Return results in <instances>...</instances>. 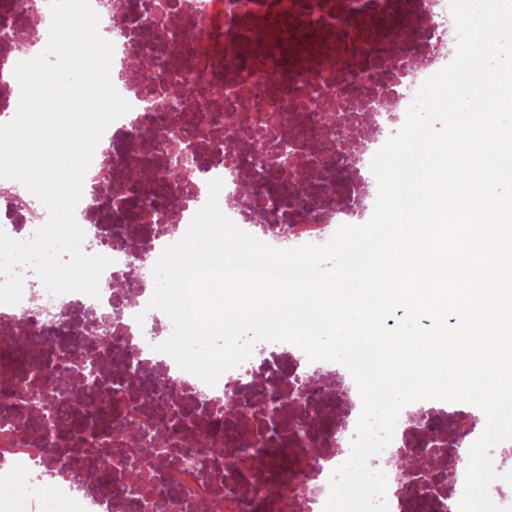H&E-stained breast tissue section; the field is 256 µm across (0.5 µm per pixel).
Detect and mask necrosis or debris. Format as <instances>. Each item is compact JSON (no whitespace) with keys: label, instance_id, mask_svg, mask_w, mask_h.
I'll return each mask as SVG.
<instances>
[{"label":"necrosis or debris","instance_id":"obj_1","mask_svg":"<svg viewBox=\"0 0 512 512\" xmlns=\"http://www.w3.org/2000/svg\"><path fill=\"white\" fill-rule=\"evenodd\" d=\"M114 46L112 64L143 59L145 79L117 82L131 109L104 132L75 209L82 250L110 258L100 296L24 289L0 304V470L27 473L29 512H324L332 472L349 457L361 399L341 364L309 361L290 343H256L215 385L182 370L158 344L173 325L149 308L153 268L181 240L221 179V211L268 245L326 243L344 224L366 223L377 198L374 155L403 126L429 77L455 57L450 0H90ZM123 18L112 29L113 15ZM48 0H0V121L16 114L9 74L42 53ZM156 134L141 151L144 133ZM295 144L285 178L257 163L278 133ZM192 164L167 207L140 186L165 181L180 152ZM4 230L30 239L48 219L20 183L0 187ZM108 331L101 385L91 388L84 343ZM69 375L72 389L59 375ZM236 400L245 438L227 440ZM68 404L80 424L62 421ZM437 400L404 407L388 446L369 460L385 473L389 512H432L434 497L462 496L466 464L451 483L402 490L396 460L430 444L420 416ZM168 427L158 442L154 427Z\"/></svg>","mask_w":512,"mask_h":512}]
</instances>
